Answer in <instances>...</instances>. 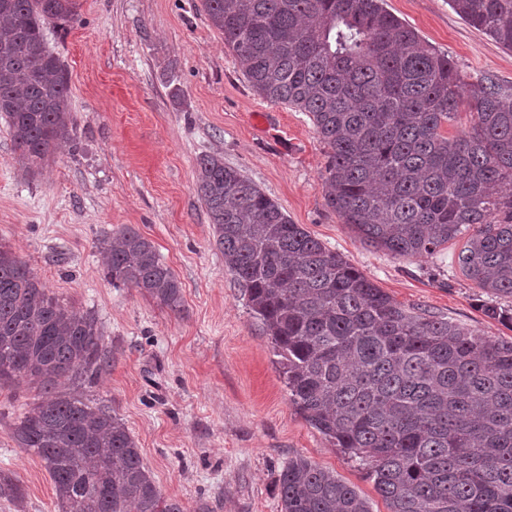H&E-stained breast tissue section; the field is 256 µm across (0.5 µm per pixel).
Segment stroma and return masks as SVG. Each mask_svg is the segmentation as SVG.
<instances>
[{
  "mask_svg": "<svg viewBox=\"0 0 512 512\" xmlns=\"http://www.w3.org/2000/svg\"><path fill=\"white\" fill-rule=\"evenodd\" d=\"M79 19L46 29L64 64L77 144L23 176L0 118V245L54 295L96 318L109 364L64 392L107 407L128 428L163 495L185 512H281L279 474L304 456L388 512L363 466L311 428L279 375L269 337L224 265L197 193V159L225 165L275 200L289 219L342 254L410 309L512 340L486 318L485 291L458 264L464 239L428 257H396L363 241L324 200L327 153L305 113L250 86L200 0H79ZM464 84L486 74L512 84V51L463 20L448 0H384ZM131 226L153 241L182 284L175 313L139 289L113 286L103 241ZM37 389L0 387V476L19 481L23 508L58 512L41 459L14 427Z\"/></svg>",
  "mask_w": 512,
  "mask_h": 512,
  "instance_id": "obj_1",
  "label": "stroma"
}]
</instances>
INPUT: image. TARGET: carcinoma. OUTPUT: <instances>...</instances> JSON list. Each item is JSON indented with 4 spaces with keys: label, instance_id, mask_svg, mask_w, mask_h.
<instances>
[{
    "label": "carcinoma",
    "instance_id": "cac0c4a2",
    "mask_svg": "<svg viewBox=\"0 0 512 512\" xmlns=\"http://www.w3.org/2000/svg\"><path fill=\"white\" fill-rule=\"evenodd\" d=\"M254 91L306 113L327 148L326 205L393 256H433L465 236L464 275L512 323V85L464 89L452 60L382 0H201ZM512 50V0H448ZM77 0H0V114L28 174L76 144L69 76L46 45ZM466 108L467 132L445 134ZM198 193L224 265L277 349L304 420L365 466L389 512H512V341L398 303L224 158L198 160ZM113 285L173 311L181 283L125 226L104 242ZM97 321L48 293L0 245V383L39 390L14 430L51 475L59 512H184L162 495L123 422L57 391L108 363ZM281 512H371L355 488L288 460ZM0 494L21 502L12 480Z\"/></svg>",
    "mask_w": 512,
    "mask_h": 512
}]
</instances>
